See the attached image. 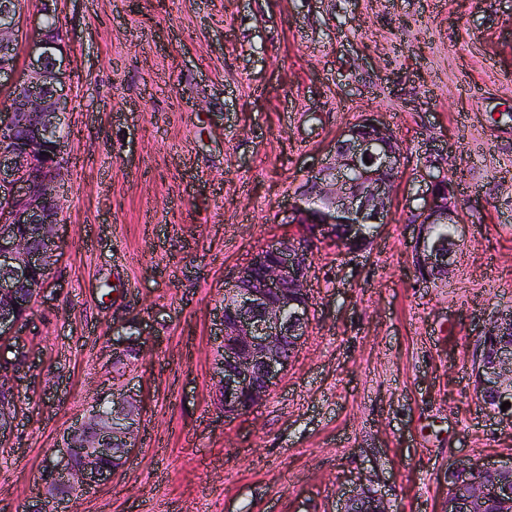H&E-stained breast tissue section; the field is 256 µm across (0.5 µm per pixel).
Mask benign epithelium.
Returning <instances> with one entry per match:
<instances>
[{"label":"benign epithelium","instance_id":"obj_1","mask_svg":"<svg viewBox=\"0 0 512 512\" xmlns=\"http://www.w3.org/2000/svg\"><path fill=\"white\" fill-rule=\"evenodd\" d=\"M57 0H39L38 27L18 62L22 0H0V440L23 415L13 401L19 378L37 376L30 342L22 333L29 312L46 289L58 261L62 213L59 188L67 167L62 151L63 115L70 87L68 62L56 16ZM402 141L371 117L346 126L325 162L312 172L289 205L294 230L262 247L242 266L218 316L212 384L226 418L254 411L279 385L311 323L309 274L315 252L346 232L348 252L369 243L386 223L402 178ZM369 162H364V159ZM420 204L409 207L407 223L423 233L415 242L414 267L422 281L448 277L457 263L454 234L436 237L432 228L464 223L455 190L448 184L447 160L425 157L416 171ZM115 347L117 358L133 365L149 351L136 325ZM475 388L482 407L501 424L512 426V310L488 318L479 340ZM143 395L112 388L63 431L58 460L38 474L39 497L23 512H69V503L112 480L139 440ZM446 512H512V461L504 464L459 460L444 474ZM343 512H389L368 489L348 498Z\"/></svg>","mask_w":512,"mask_h":512}]
</instances>
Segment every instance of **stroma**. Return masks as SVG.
I'll use <instances>...</instances> for the list:
<instances>
[{"label": "stroma", "mask_w": 512, "mask_h": 512, "mask_svg": "<svg viewBox=\"0 0 512 512\" xmlns=\"http://www.w3.org/2000/svg\"><path fill=\"white\" fill-rule=\"evenodd\" d=\"M71 102L61 257L26 336L40 373L0 442L22 512L60 436L107 390L128 322L140 441L74 512H337L368 477L391 512H445L458 457L512 458L474 391L479 333L512 308V0H58ZM372 113L404 178L365 250L315 255L310 333L262 406L220 416L224 285L287 232L336 134ZM441 150L470 210L459 261L423 284L406 198ZM65 386L64 400L44 382ZM128 329L130 330L129 336L125 339L122 336V339L119 340L122 342L114 350H117L115 353L119 361L133 365L144 359L149 351V345L147 338L141 335L140 329L136 325H129Z\"/></svg>", "instance_id": "1"}]
</instances>
